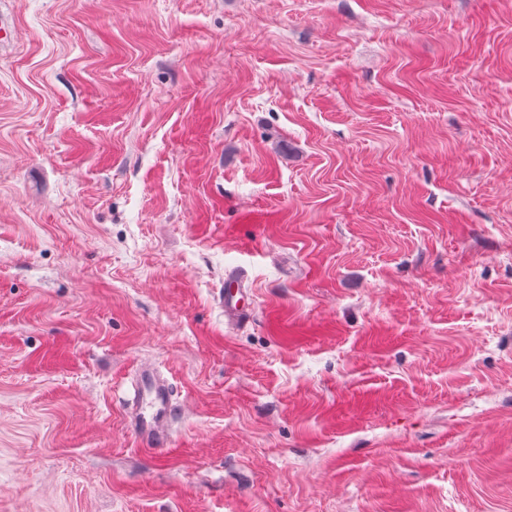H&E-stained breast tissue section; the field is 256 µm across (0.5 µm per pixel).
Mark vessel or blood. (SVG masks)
Wrapping results in <instances>:
<instances>
[{"instance_id":"b4317fda","label":"vessel or blood","mask_w":512,"mask_h":512,"mask_svg":"<svg viewBox=\"0 0 512 512\" xmlns=\"http://www.w3.org/2000/svg\"><path fill=\"white\" fill-rule=\"evenodd\" d=\"M224 313L233 320L240 321L249 315L239 289L224 291ZM135 396L141 408L133 416L130 426L139 438L162 442L167 440L166 425L171 415V394L168 384L150 370L142 371L135 383Z\"/></svg>"}]
</instances>
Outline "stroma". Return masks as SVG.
Masks as SVG:
<instances>
[{"label": "stroma", "instance_id": "stroma-1", "mask_svg": "<svg viewBox=\"0 0 512 512\" xmlns=\"http://www.w3.org/2000/svg\"><path fill=\"white\" fill-rule=\"evenodd\" d=\"M0 25V512H512V0ZM242 298L239 288H225L224 314L236 321L246 319L249 316V307ZM135 389L141 409L130 422L132 432L141 439L164 442L168 439L166 425L172 409L169 385L152 370H143Z\"/></svg>", "mask_w": 512, "mask_h": 512}]
</instances>
